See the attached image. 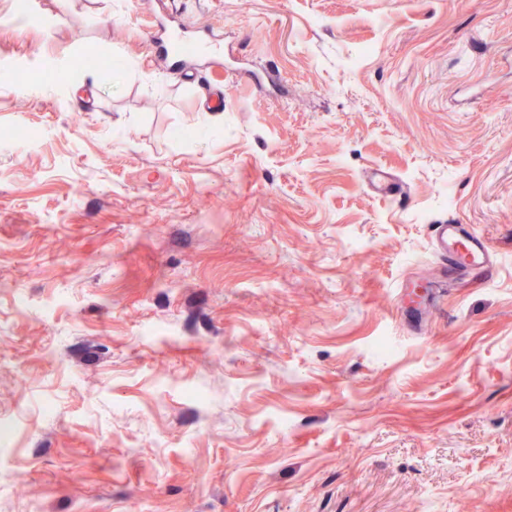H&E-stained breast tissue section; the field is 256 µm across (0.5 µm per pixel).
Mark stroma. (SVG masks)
Segmentation results:
<instances>
[{"label": "stroma", "mask_w": 512, "mask_h": 512, "mask_svg": "<svg viewBox=\"0 0 512 512\" xmlns=\"http://www.w3.org/2000/svg\"><path fill=\"white\" fill-rule=\"evenodd\" d=\"M17 3L0 512H512V0H177L200 67L154 0ZM147 39L156 57L171 66L186 63L203 50L200 43L174 35L162 22L149 28ZM433 250L448 277L462 272L488 275L498 264L487 241L462 224L431 225Z\"/></svg>", "instance_id": "35a3bbf8"}]
</instances>
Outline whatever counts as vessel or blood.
<instances>
[{
  "label": "vessel or blood",
  "instance_id": "vessel-or-blood-1",
  "mask_svg": "<svg viewBox=\"0 0 512 512\" xmlns=\"http://www.w3.org/2000/svg\"><path fill=\"white\" fill-rule=\"evenodd\" d=\"M147 39L158 59L179 65L197 57L202 47L193 40L180 38L164 23L149 28ZM433 250L449 275L462 272L489 274L498 259L487 241L468 231L462 224H435L431 227Z\"/></svg>",
  "mask_w": 512,
  "mask_h": 512
}]
</instances>
